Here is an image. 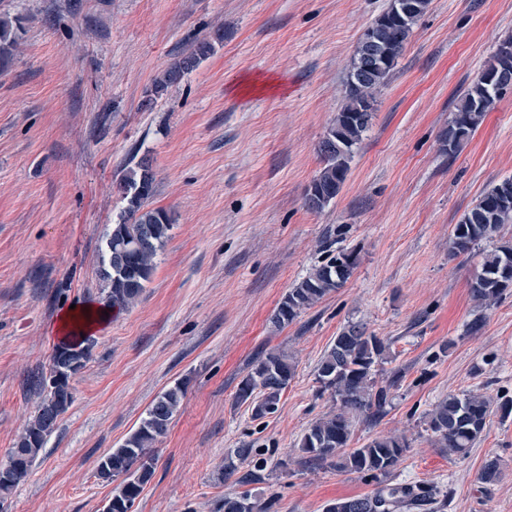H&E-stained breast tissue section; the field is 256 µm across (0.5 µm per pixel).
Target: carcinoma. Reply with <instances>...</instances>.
I'll list each match as a JSON object with an SVG mask.
<instances>
[{
  "mask_svg": "<svg viewBox=\"0 0 512 512\" xmlns=\"http://www.w3.org/2000/svg\"><path fill=\"white\" fill-rule=\"evenodd\" d=\"M428 3L429 0H390L387 9L371 23L372 42L358 41L347 76L345 102L319 144L323 166L305 195L309 210H323L342 190L354 150L371 124L370 108ZM18 44L16 21L8 16L0 17V60L8 61ZM213 49L207 39L196 42L190 53L171 64L155 80L152 97L146 104L161 97L169 86L178 83L185 73L208 58ZM490 68L491 77L476 76L463 93L454 117L440 134L441 143L450 154L462 150L485 114L504 95V90L512 89V37L500 43ZM154 182V173L146 159L127 168L120 179L126 205L117 220L108 225L98 269L102 307L106 309L119 312L138 300L155 269V259L169 238L171 224L167 213L148 204L154 194ZM508 224H512V178L484 192L451 231L450 253L456 257L470 253L483 242L492 243L470 282V295L478 308L492 307L508 288H512V238L500 235ZM354 268L355 261L346 253H339L315 267L288 289L274 310L271 323L278 329L287 327L305 310L342 287ZM94 347V338L80 332L56 348L48 369L65 367L66 363L62 362L65 354L87 362ZM387 348L384 339L369 332L366 324L350 322L335 337L317 365L319 392L329 395L333 408L311 422L300 438L299 448L310 464H328L376 483L372 493L338 499L327 504L324 512H400L403 508L420 509L436 503L437 492L432 487L387 482L410 448L406 436L379 435L359 448L350 447L356 423L379 416L389 390L396 383L394 375L384 386L377 383ZM295 371L296 363L287 353L270 351L241 380L236 400L251 406L254 419L272 414ZM46 373L47 369H43L32 377L40 401L11 448L10 458L14 462L6 472L0 473L1 496L29 475L58 419L74 401L68 380L53 387L48 384ZM186 386L187 382L179 381L157 396L123 443L99 460L97 477L115 484L108 498L112 512H132L151 481L156 463L155 444L167 434L186 394ZM496 412L503 420L512 416V399L497 402L475 391L450 393L426 412V430L431 432L436 447L448 456L466 458L481 442L490 417ZM240 463L246 465V471L237 478L241 486L263 482L265 471L271 468L269 458L250 444L242 445L228 456L225 474L234 475ZM500 477L499 459H487L479 472V480L493 485ZM274 504L273 496L263 501L252 491L245 490L224 495L220 510L270 512Z\"/></svg>",
  "mask_w": 512,
  "mask_h": 512,
  "instance_id": "1",
  "label": "carcinoma"
}]
</instances>
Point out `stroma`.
Here are the masks:
<instances>
[{"instance_id":"stroma-1","label":"stroma","mask_w":512,"mask_h":512,"mask_svg":"<svg viewBox=\"0 0 512 512\" xmlns=\"http://www.w3.org/2000/svg\"><path fill=\"white\" fill-rule=\"evenodd\" d=\"M388 0H0L20 45L0 69V465L38 401L32 376L59 341V315L100 300L96 275L117 182L133 153L155 174L151 207L173 227L140 299L94 333L74 402L0 512H102L97 464L176 382L187 393L155 447L134 512H219L239 489L224 458L252 444L278 460L261 498L272 512H323L375 482L305 463L308 425L330 410L315 368L348 322L387 341L402 378L385 413L357 424L360 447L387 433L410 448L394 483L436 486L435 512H512V417L492 416L463 460L436 448L424 416L449 393L512 397V288L476 308L478 257L448 253L451 229L512 177V91L465 148L439 136L460 94L512 37V0H430L377 95L340 194L321 212L306 191L318 146L344 102L358 38ZM213 54L144 107L153 81L200 39ZM342 288L292 324L282 296L338 253ZM297 363L278 410L253 419L238 384L265 353ZM498 458L501 480L478 479Z\"/></svg>"}]
</instances>
